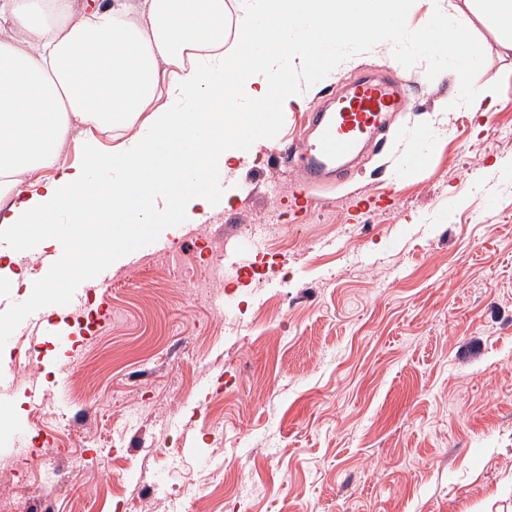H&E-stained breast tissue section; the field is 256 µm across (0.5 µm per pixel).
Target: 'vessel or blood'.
<instances>
[{
  "label": "vessel or blood",
  "instance_id": "vessel-or-blood-1",
  "mask_svg": "<svg viewBox=\"0 0 512 512\" xmlns=\"http://www.w3.org/2000/svg\"><path fill=\"white\" fill-rule=\"evenodd\" d=\"M407 97V86L400 78L364 79L314 112L311 137L287 153L301 172L304 187L323 185L331 177H346L348 161L359 157L363 144L402 110Z\"/></svg>",
  "mask_w": 512,
  "mask_h": 512
}]
</instances>
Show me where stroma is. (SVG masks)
Segmentation results:
<instances>
[{
  "label": "stroma",
  "instance_id": "stroma-1",
  "mask_svg": "<svg viewBox=\"0 0 512 512\" xmlns=\"http://www.w3.org/2000/svg\"><path fill=\"white\" fill-rule=\"evenodd\" d=\"M466 23L498 81L483 115L455 101L451 60L408 38L292 75L307 109L377 72L408 83L407 107L302 214L297 170L272 149L303 135L306 109L244 169L212 173L208 210L159 237L236 255L239 276L212 287L223 312L145 252L109 259L112 285L91 296L112 317L95 337L68 351L51 337L85 305L0 342L17 377L0 429L51 435L43 468L79 474L16 484L0 449V496L19 512H512V49L493 23ZM446 99L447 126H425ZM13 239L0 227L14 270L39 280L58 247Z\"/></svg>",
  "mask_w": 512,
  "mask_h": 512
}]
</instances>
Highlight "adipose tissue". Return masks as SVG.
I'll return each instance as SVG.
<instances>
[{
  "instance_id": "obj_1",
  "label": "adipose tissue",
  "mask_w": 512,
  "mask_h": 512,
  "mask_svg": "<svg viewBox=\"0 0 512 512\" xmlns=\"http://www.w3.org/2000/svg\"><path fill=\"white\" fill-rule=\"evenodd\" d=\"M411 0H0V222L16 240L71 212L105 224L113 255L147 224H191L207 180L248 160L273 119L258 107L292 68L329 75L337 45L447 32L473 109L494 99L466 30L400 29ZM79 133L85 161L61 160ZM119 142L105 147L99 133ZM111 170L108 181L93 169Z\"/></svg>"
}]
</instances>
